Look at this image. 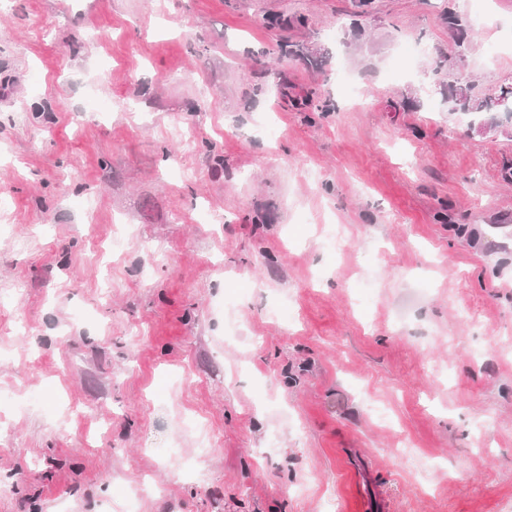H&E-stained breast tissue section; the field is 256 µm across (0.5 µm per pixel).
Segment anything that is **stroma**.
I'll return each mask as SVG.
<instances>
[{
    "label": "stroma",
    "mask_w": 512,
    "mask_h": 512,
    "mask_svg": "<svg viewBox=\"0 0 512 512\" xmlns=\"http://www.w3.org/2000/svg\"><path fill=\"white\" fill-rule=\"evenodd\" d=\"M357 2L0 15V512H512V0Z\"/></svg>",
    "instance_id": "stroma-1"
}]
</instances>
